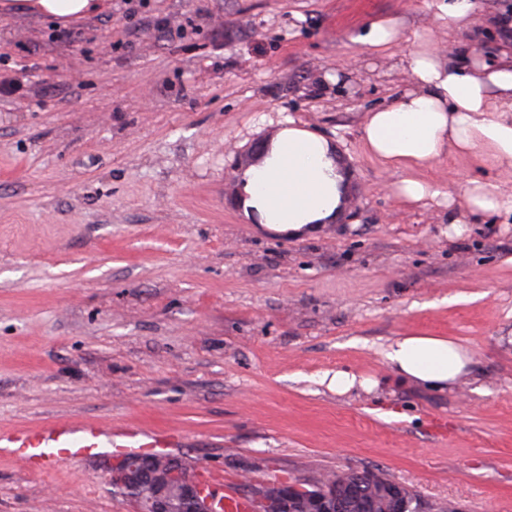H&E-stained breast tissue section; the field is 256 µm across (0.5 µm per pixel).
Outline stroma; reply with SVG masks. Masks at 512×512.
<instances>
[{
    "mask_svg": "<svg viewBox=\"0 0 512 512\" xmlns=\"http://www.w3.org/2000/svg\"><path fill=\"white\" fill-rule=\"evenodd\" d=\"M119 2L67 27L0 15V426L135 422L235 485L368 469L423 512H512V221L467 209L465 181L494 175L468 156L414 172L454 207L397 196L361 129L410 88L407 48L356 41L392 19L442 53L491 45L504 0L460 29L426 0ZM160 18L194 25L167 37ZM289 119L352 172L315 233L237 205L238 169ZM408 335L473 369L403 381L383 351ZM339 371L357 387L329 389ZM0 512L135 507L103 460L34 474L0 456Z\"/></svg>",
    "mask_w": 512,
    "mask_h": 512,
    "instance_id": "obj_1",
    "label": "stroma"
}]
</instances>
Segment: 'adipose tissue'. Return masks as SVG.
<instances>
[{"instance_id":"1","label":"adipose tissue","mask_w":512,"mask_h":512,"mask_svg":"<svg viewBox=\"0 0 512 512\" xmlns=\"http://www.w3.org/2000/svg\"><path fill=\"white\" fill-rule=\"evenodd\" d=\"M106 7L107 0H0V12L45 16L62 26ZM405 64L412 89L368 112L362 126L367 150L399 172L398 195L453 203L451 193L409 175L452 152L495 170L512 168V50L499 48L474 63L421 47L407 52ZM237 178L246 217L277 232H314L343 211L351 171L332 137L291 120ZM464 201L474 213L512 216V192L494 178L469 180ZM385 357L403 379L440 389L473 365L466 350L434 336L400 337Z\"/></svg>"}]
</instances>
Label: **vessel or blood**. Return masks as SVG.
<instances>
[{
	"mask_svg": "<svg viewBox=\"0 0 512 512\" xmlns=\"http://www.w3.org/2000/svg\"><path fill=\"white\" fill-rule=\"evenodd\" d=\"M176 442L173 434L138 424L128 425L120 441L114 439L111 427L95 422L53 421L36 427L0 428V454L39 473L78 460L169 448Z\"/></svg>",
	"mask_w": 512,
	"mask_h": 512,
	"instance_id": "1",
	"label": "vessel or blood"
}]
</instances>
